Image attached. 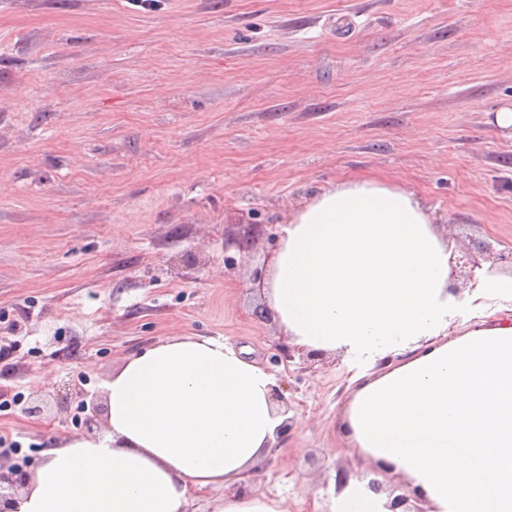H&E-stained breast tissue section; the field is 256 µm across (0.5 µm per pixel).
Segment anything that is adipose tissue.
Returning <instances> with one entry per match:
<instances>
[{"instance_id": "1", "label": "adipose tissue", "mask_w": 512, "mask_h": 512, "mask_svg": "<svg viewBox=\"0 0 512 512\" xmlns=\"http://www.w3.org/2000/svg\"><path fill=\"white\" fill-rule=\"evenodd\" d=\"M453 241L387 181L323 189L284 226L264 288L272 320L306 352L385 361L358 376L341 430L430 512H512V274L452 291ZM280 382L221 339L173 336L104 386L105 435L45 449L11 512H285L239 493L279 443Z\"/></svg>"}]
</instances>
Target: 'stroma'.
<instances>
[{
	"label": "stroma",
	"instance_id": "stroma-1",
	"mask_svg": "<svg viewBox=\"0 0 512 512\" xmlns=\"http://www.w3.org/2000/svg\"><path fill=\"white\" fill-rule=\"evenodd\" d=\"M506 105L512 0H0V467L31 475L82 430L68 388L101 404L127 357L221 338L291 412L254 488L335 512L337 470L374 469L341 432L349 378L380 365L285 359L254 274L350 179L414 192L456 244L512 249Z\"/></svg>",
	"mask_w": 512,
	"mask_h": 512
}]
</instances>
